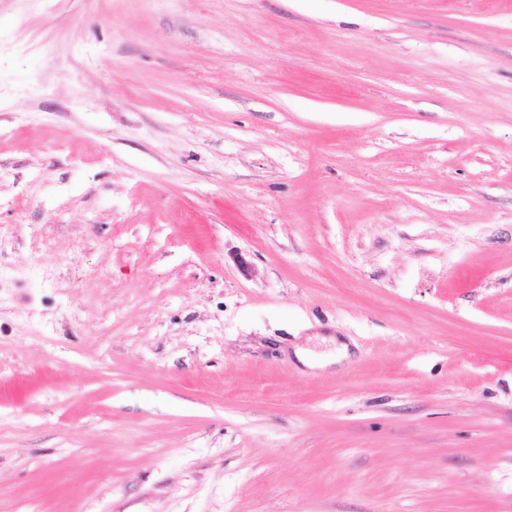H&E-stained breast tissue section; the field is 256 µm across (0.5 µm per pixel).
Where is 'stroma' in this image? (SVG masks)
I'll return each mask as SVG.
<instances>
[{"mask_svg": "<svg viewBox=\"0 0 512 512\" xmlns=\"http://www.w3.org/2000/svg\"><path fill=\"white\" fill-rule=\"evenodd\" d=\"M0 512H512V0H0Z\"/></svg>", "mask_w": 512, "mask_h": 512, "instance_id": "1", "label": "stroma"}]
</instances>
